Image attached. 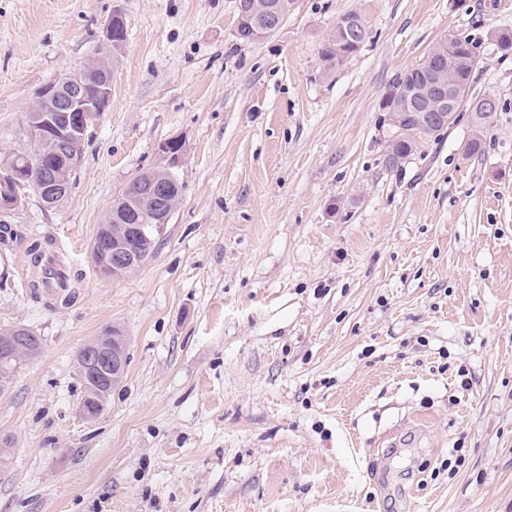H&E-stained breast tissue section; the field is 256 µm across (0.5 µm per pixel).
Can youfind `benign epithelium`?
Wrapping results in <instances>:
<instances>
[{"label":"benign epithelium","mask_w":512,"mask_h":512,"mask_svg":"<svg viewBox=\"0 0 512 512\" xmlns=\"http://www.w3.org/2000/svg\"><path fill=\"white\" fill-rule=\"evenodd\" d=\"M121 15L114 14L104 30L102 48L109 54L125 39V32L118 28ZM336 29L344 34L346 41L357 44L364 40L365 31L350 19H339ZM478 61L471 57L448 55V38H443L440 47L429 53L420 73L430 75V80L420 85H402L397 94L410 106L413 118L426 129L449 121L461 100V86L455 77L459 67L475 69ZM46 109L37 120L29 123L30 138L38 144H46V151L37 157L34 168L12 167L8 159L0 160V171L9 179L0 180V210L16 207L21 198L18 188L31 186L41 192L45 204L58 205L69 192L68 184L58 178V168L65 164L72 171L78 169L82 155L72 151L78 141H83L91 126L109 106L111 99L110 80L106 79L89 97L82 90L79 80L64 74L39 90ZM172 184L152 181L146 185L139 180L126 187L127 198L134 200L140 193L147 194L152 202V214L143 216L133 205L119 214L118 223L102 224L98 227L91 246L92 260L97 272L104 277L122 278L142 265L146 257L156 250L165 234L172 210L169 196ZM23 334L0 336V357L5 360L18 359L24 348ZM127 338L124 335H99L87 340L79 349L81 353L82 379L93 377L98 382L102 400L94 405L93 400L83 399L79 403V414L87 421L95 420L104 408L105 399L112 392L114 383L125 373Z\"/></svg>","instance_id":"7a95c632"}]
</instances>
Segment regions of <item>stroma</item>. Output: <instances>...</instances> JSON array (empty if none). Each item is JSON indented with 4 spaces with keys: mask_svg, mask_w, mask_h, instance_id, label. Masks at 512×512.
<instances>
[{
    "mask_svg": "<svg viewBox=\"0 0 512 512\" xmlns=\"http://www.w3.org/2000/svg\"><path fill=\"white\" fill-rule=\"evenodd\" d=\"M121 13L109 107L65 200L0 224V330L42 352L0 395V512H512V0H292L236 35L235 0H0V158L33 148L37 90L96 59ZM359 13L361 49L320 46ZM480 60L463 109L397 171L381 101L446 35ZM480 135L481 149L467 144ZM182 145L150 262L89 256L142 171ZM77 296L39 287L28 249ZM128 364L84 420L74 356L106 325ZM359 47L347 45L338 38L333 31L328 35L320 46V56L328 67H339L351 55L356 53Z\"/></svg>",
    "mask_w": 512,
    "mask_h": 512,
    "instance_id": "1",
    "label": "stroma"
}]
</instances>
